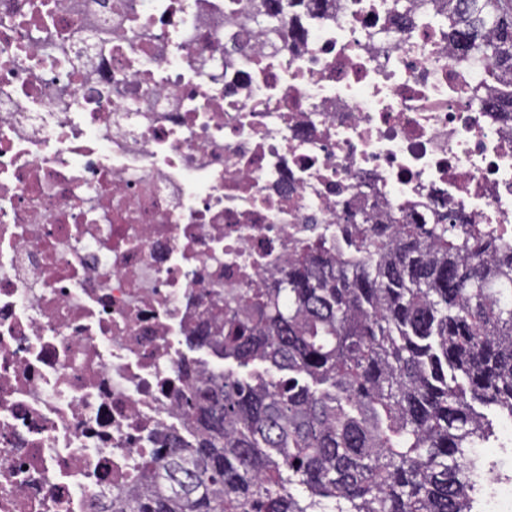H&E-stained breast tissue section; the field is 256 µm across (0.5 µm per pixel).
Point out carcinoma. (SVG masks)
Returning a JSON list of instances; mask_svg holds the SVG:
<instances>
[{
  "label": "carcinoma",
  "instance_id": "cac0c4a2",
  "mask_svg": "<svg viewBox=\"0 0 512 512\" xmlns=\"http://www.w3.org/2000/svg\"><path fill=\"white\" fill-rule=\"evenodd\" d=\"M458 47L512 68V0H449ZM437 224L350 214V262L323 241L295 248L272 282L195 338L247 366L187 398L197 434L164 485L129 512H472L495 435L512 419V242Z\"/></svg>",
  "mask_w": 512,
  "mask_h": 512
}]
</instances>
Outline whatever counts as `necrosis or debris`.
Listing matches in <instances>:
<instances>
[{
  "label": "necrosis or debris",
  "instance_id": "4bbe7bcc",
  "mask_svg": "<svg viewBox=\"0 0 512 512\" xmlns=\"http://www.w3.org/2000/svg\"><path fill=\"white\" fill-rule=\"evenodd\" d=\"M0 0V512H117L203 325L341 227L512 239L502 77L448 0Z\"/></svg>",
  "mask_w": 512,
  "mask_h": 512
}]
</instances>
